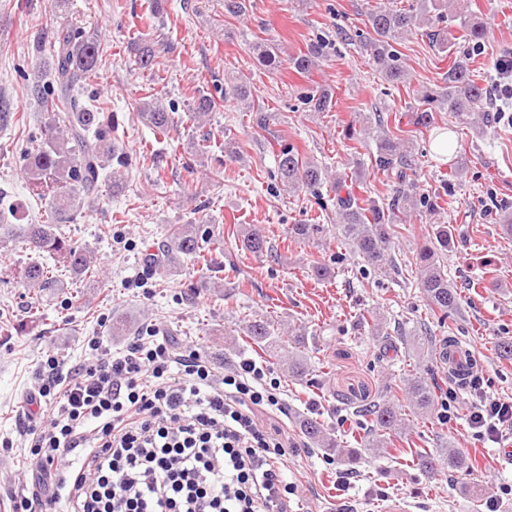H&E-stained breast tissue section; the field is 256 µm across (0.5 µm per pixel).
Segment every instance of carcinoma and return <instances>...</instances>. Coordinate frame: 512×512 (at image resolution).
<instances>
[{
  "instance_id": "1",
  "label": "carcinoma",
  "mask_w": 512,
  "mask_h": 512,
  "mask_svg": "<svg viewBox=\"0 0 512 512\" xmlns=\"http://www.w3.org/2000/svg\"><path fill=\"white\" fill-rule=\"evenodd\" d=\"M447 0H412L406 8L393 9L378 6L367 14L365 33L344 34L348 42L355 41L361 51L369 56L375 70L388 83L404 84L407 71L396 45L405 35L423 30V35L434 45L454 56L448 68V82L438 89L421 92L419 105L412 111L413 124L426 130L436 127L435 113L448 111L454 123L471 128L476 134L484 133L487 124L495 122V116L485 109L488 88L475 79L470 57L455 49L456 43L448 40L445 29L439 27ZM460 36L467 49H481L485 37L484 26L479 23H462ZM325 41L310 44L307 51L288 57L293 71L304 74L311 70L316 60L325 54ZM51 52L53 75L47 82L36 75L31 81L34 95L39 99L46 121L41 128L37 144L24 150V169L29 183L43 193L52 194L49 202V216L44 224H28L24 228L29 242L42 252L54 257L56 265L50 266L38 259L31 260L19 271L20 278L33 288H52L57 280L54 270L63 266L75 274L90 270L91 261L87 252L73 246L58 233V227L71 223L80 206L76 202L97 192L106 164L114 161L112 169V191L122 183L121 169L128 166V159L122 149L112 142L115 115L89 107H78L72 102L74 93L95 71L98 63L97 40L83 35L68 22L59 23L52 32ZM131 52L135 63L142 71L152 68L154 48L147 37L134 43ZM224 97L244 102L251 97L249 83L241 77L224 79ZM304 101L314 112H326L331 108L332 97L325 90H313L304 96ZM216 101L204 94L193 100L188 117L195 120L215 111ZM142 117L151 128L166 134L177 128L173 108H167L158 101L142 106ZM277 173L283 186L290 191L305 190L312 195L326 183L327 170L317 163L305 160L292 146H284L277 155ZM373 171L393 178L397 186L390 195L375 199L357 197L344 185H336V215L339 220L337 234L348 243L364 262L375 268H382L386 262L389 243V227L402 220L411 212L425 208L439 207L442 196H451L450 185H443L434 191L423 190L415 179L411 152L401 147L400 142L382 137L376 153L371 157ZM318 224H294L290 237L299 242L309 240L320 233ZM437 245L425 248L419 254L421 277L419 288L429 306L447 315L458 308L460 296L448 281V274L439 262L437 247L448 246V229L437 231ZM210 234H199L194 224H172L159 253L146 258L150 268L176 265L180 258H194L202 263L208 275L224 268L220 262L206 253L205 244ZM243 243L249 251L258 253L266 246L264 236L256 229L246 232ZM246 336L260 350L275 354L283 349L282 337L277 335L275 324L270 320H256L246 327ZM304 336L293 337L288 351V374L302 380L311 375L306 357L301 350ZM409 405L422 413L435 412V388L421 375H414L404 384ZM361 416L370 419L363 435L364 448L373 455L385 453L391 443V435L403 428L399 404L376 403L359 410ZM399 455L411 457L415 466L422 470L433 467L434 453L425 448H402ZM439 457L450 473H467L470 466L467 456L460 448L448 446L440 449Z\"/></svg>"
}]
</instances>
